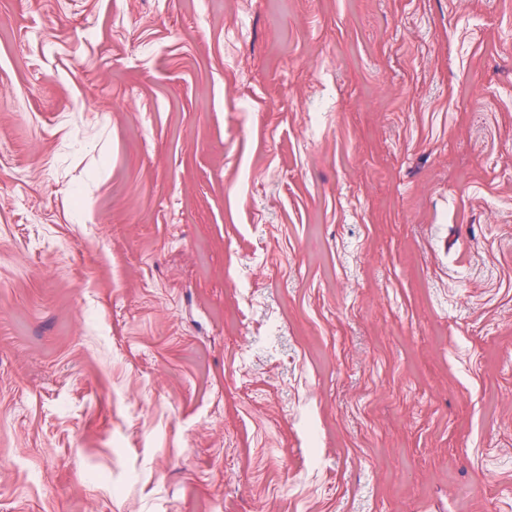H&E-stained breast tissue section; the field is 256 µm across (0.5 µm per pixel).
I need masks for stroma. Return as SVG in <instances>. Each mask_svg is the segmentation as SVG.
I'll use <instances>...</instances> for the list:
<instances>
[{"label": "stroma", "instance_id": "1", "mask_svg": "<svg viewBox=\"0 0 512 512\" xmlns=\"http://www.w3.org/2000/svg\"><path fill=\"white\" fill-rule=\"evenodd\" d=\"M0 512H512V0H0Z\"/></svg>", "mask_w": 512, "mask_h": 512}]
</instances>
